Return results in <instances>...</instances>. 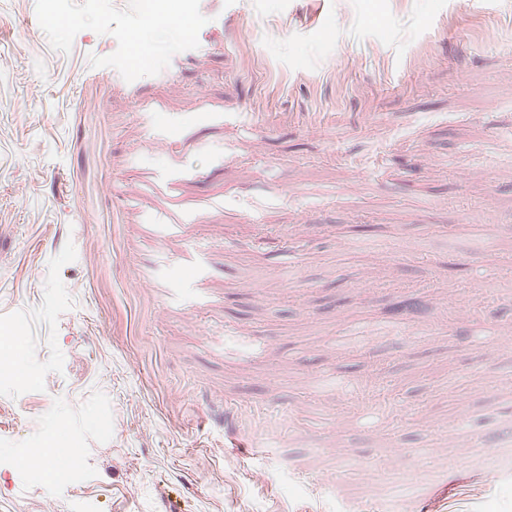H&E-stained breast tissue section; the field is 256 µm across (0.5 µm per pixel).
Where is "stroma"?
Returning <instances> with one entry per match:
<instances>
[{
	"instance_id": "35a3bbf8",
	"label": "stroma",
	"mask_w": 512,
	"mask_h": 512,
	"mask_svg": "<svg viewBox=\"0 0 512 512\" xmlns=\"http://www.w3.org/2000/svg\"><path fill=\"white\" fill-rule=\"evenodd\" d=\"M171 3L0 0V512H512V0ZM149 121L157 137L167 143L181 139L185 130V122L173 119L164 112H150Z\"/></svg>"
}]
</instances>
